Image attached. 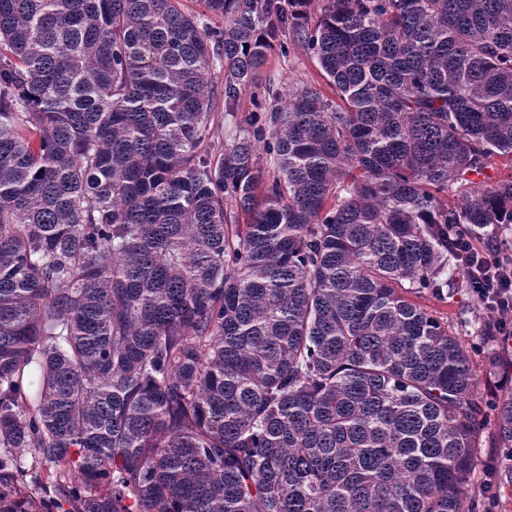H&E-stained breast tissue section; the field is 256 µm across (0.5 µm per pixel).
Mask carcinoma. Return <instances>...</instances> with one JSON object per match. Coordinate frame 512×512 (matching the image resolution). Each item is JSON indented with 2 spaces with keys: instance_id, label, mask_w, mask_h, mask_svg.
Wrapping results in <instances>:
<instances>
[{
  "instance_id": "cac0c4a2",
  "label": "carcinoma",
  "mask_w": 512,
  "mask_h": 512,
  "mask_svg": "<svg viewBox=\"0 0 512 512\" xmlns=\"http://www.w3.org/2000/svg\"><path fill=\"white\" fill-rule=\"evenodd\" d=\"M203 2L0 0V512H468L512 398L411 295L512 224L446 200L512 163V0ZM286 32L340 102L216 144ZM506 163L505 158L499 156L492 157L487 162L483 174L468 175V178L470 179V183L468 185L458 188V184L453 188L452 192L448 193V203H460L462 196L465 195L466 192H471L478 188H484L497 182L504 174L507 173ZM493 426L488 425L483 431L482 437L479 442V448H476V457L474 459V470L472 473L471 483L469 486V495L474 500L476 511L484 512L486 508V490L489 492L493 487V481L495 479L497 469L493 462H487L484 464L483 472L482 465L484 462L489 460V456L497 454L501 451V448H491V432ZM485 484V487H484Z\"/></svg>"
}]
</instances>
